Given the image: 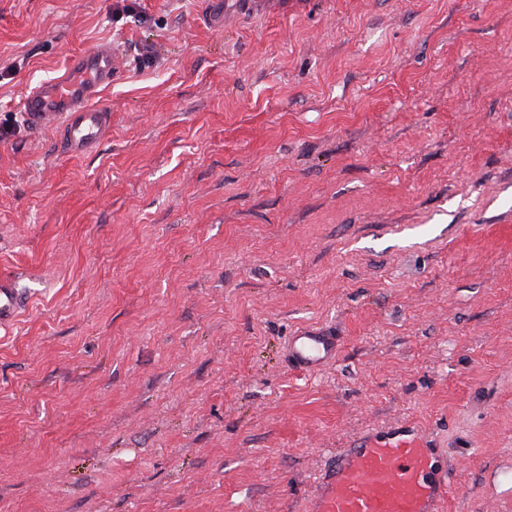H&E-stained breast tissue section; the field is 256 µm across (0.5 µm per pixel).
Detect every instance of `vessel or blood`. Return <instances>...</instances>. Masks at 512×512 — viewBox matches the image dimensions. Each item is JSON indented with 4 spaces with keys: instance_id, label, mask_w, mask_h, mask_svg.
<instances>
[{
    "instance_id": "1",
    "label": "vessel or blood",
    "mask_w": 512,
    "mask_h": 512,
    "mask_svg": "<svg viewBox=\"0 0 512 512\" xmlns=\"http://www.w3.org/2000/svg\"><path fill=\"white\" fill-rule=\"evenodd\" d=\"M122 74L121 51L102 43L72 55L61 76L30 87L22 112L33 130L62 135L68 156L91 154L111 124L102 92ZM25 308L22 293L0 277V327ZM340 338L331 329L306 328L289 336L288 367L312 372L335 365ZM450 484L440 449L411 430L392 429L337 451L322 474L312 512H443Z\"/></svg>"
}]
</instances>
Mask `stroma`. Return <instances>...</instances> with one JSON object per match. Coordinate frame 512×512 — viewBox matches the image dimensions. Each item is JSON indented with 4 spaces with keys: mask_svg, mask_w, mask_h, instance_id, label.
Instances as JSON below:
<instances>
[{
    "mask_svg": "<svg viewBox=\"0 0 512 512\" xmlns=\"http://www.w3.org/2000/svg\"><path fill=\"white\" fill-rule=\"evenodd\" d=\"M140 5L0 0V512H310L394 427L446 512H512V0ZM102 41L70 158L21 96ZM310 325L341 349L302 375ZM25 308V301L19 288L4 276L0 277V328L18 318ZM340 336L329 328H306L288 336L283 357L290 368L304 372L322 370L335 365Z\"/></svg>",
    "mask_w": 512,
    "mask_h": 512,
    "instance_id": "stroma-1",
    "label": "stroma"
}]
</instances>
